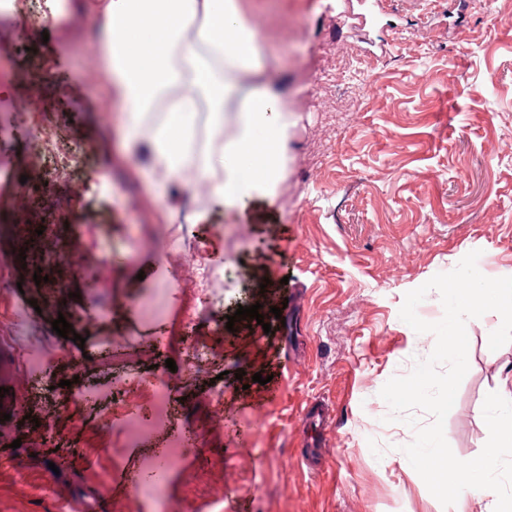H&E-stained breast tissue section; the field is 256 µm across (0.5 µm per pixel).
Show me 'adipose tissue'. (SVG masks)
I'll use <instances>...</instances> for the list:
<instances>
[{
  "label": "adipose tissue",
  "instance_id": "adipose-tissue-1",
  "mask_svg": "<svg viewBox=\"0 0 512 512\" xmlns=\"http://www.w3.org/2000/svg\"><path fill=\"white\" fill-rule=\"evenodd\" d=\"M103 66L122 101L118 122L129 154L144 162L157 197L204 187L211 209L273 204L287 167L288 108L262 75L263 39L245 0H97ZM487 428L512 447V367L500 382ZM487 460L452 469L432 440L409 449L403 467L426 474L456 500L475 495L485 512H512L498 482L473 484Z\"/></svg>",
  "mask_w": 512,
  "mask_h": 512
}]
</instances>
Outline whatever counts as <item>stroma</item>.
<instances>
[{"mask_svg": "<svg viewBox=\"0 0 512 512\" xmlns=\"http://www.w3.org/2000/svg\"><path fill=\"white\" fill-rule=\"evenodd\" d=\"M79 2L87 20L80 37L61 19L47 38L32 40L30 58L51 60L69 87L67 129L92 147L99 185L83 214L41 204L20 214L0 192V336L10 335L14 310L36 300L60 398L103 387L124 369L146 375L179 359L187 313L203 305L209 313L195 334L215 359L208 370L180 371L169 426L134 448L114 435L120 459L88 452L89 470L68 445H42L34 420L45 405L17 376L0 398L8 415L0 450L14 457L0 466V512H55L61 495L89 512L107 480L112 512H133L130 477L187 425L195 448L160 487L179 512H484L480 498L457 505L433 494L426 475L402 469L415 432L389 421L379 392L435 346L433 334L401 319L407 292L473 250L483 275L512 276V0H497L490 13L482 0H388L375 19L361 0H248L295 125L273 206L256 204L243 217L217 210L191 226L192 245L222 280L209 292L180 290L194 270L155 262L154 245L179 236L164 214H180L188 193L153 198L116 129L102 127L108 76H87L84 42L99 29L90 0ZM312 42L338 59L331 93L313 99L302 71ZM347 93L360 105L337 114ZM29 128L26 113L0 106V180L26 176L38 195L44 174L27 158ZM20 227L38 236L23 261L14 257ZM133 234L134 262L113 264L108 281L67 261L122 250ZM38 271L46 283H35ZM255 304L265 307L270 330L243 321L227 329L238 306ZM60 316L81 321L92 357L82 372L52 348L48 333ZM500 324L494 311L466 322L469 370L444 434L454 454L471 459L495 447L485 416L500 368L512 362V343L489 347ZM158 331L170 341L167 352L152 343ZM257 373L266 384L253 382ZM70 379L74 387L65 388ZM217 390L230 418L219 428L210 412ZM109 405L102 398L62 408L61 435L96 438Z\"/></svg>", "mask_w": 512, "mask_h": 512, "instance_id": "35a3bbf8", "label": "stroma"}]
</instances>
